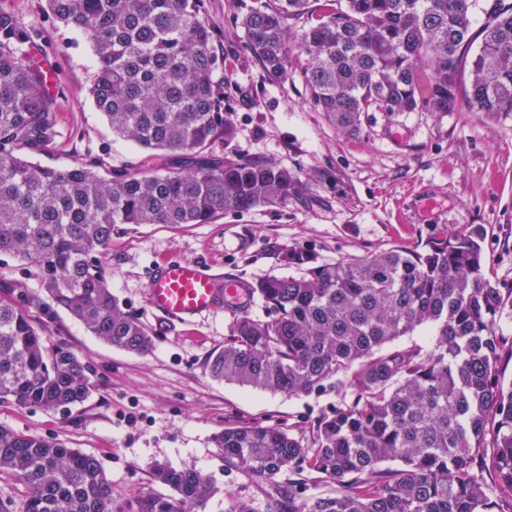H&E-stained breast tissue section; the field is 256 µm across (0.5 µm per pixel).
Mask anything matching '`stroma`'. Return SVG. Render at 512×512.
Returning <instances> with one entry per match:
<instances>
[{
	"label": "stroma",
	"instance_id": "stroma-1",
	"mask_svg": "<svg viewBox=\"0 0 512 512\" xmlns=\"http://www.w3.org/2000/svg\"><path fill=\"white\" fill-rule=\"evenodd\" d=\"M252 0H201L223 63L224 108L232 137L216 135L207 154L276 163L297 172L308 194L288 204L228 213L209 224H145L113 234L102 259L107 284L123 310L153 331L150 353L132 354L91 336L68 312L46 318L31 310L47 348L64 346L92 369L90 397L65 414L11 402L0 424L65 442L101 461L117 504L157 490L151 467H193L219 491L202 512H228L233 499L268 512L270 496H287L288 474L270 480L229 474L212 439L231 424L284 422L305 430L334 405L335 391L290 396L213 379L210 357L223 349L231 316L220 312L171 324L149 304L153 269L166 259L200 262L206 270L251 281L285 275L286 249L333 262L394 247L412 248L431 225H483L489 278L512 288V113L372 112L359 135L340 132L309 102L300 76L276 81L248 59L238 17ZM25 25L59 75L54 112L62 136L45 165L64 167L89 156L107 168L153 164L150 152L116 137L95 108L89 87L95 56L85 34L53 23L46 0H0Z\"/></svg>",
	"mask_w": 512,
	"mask_h": 512
}]
</instances>
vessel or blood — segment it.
Instances as JSON below:
<instances>
[{"mask_svg": "<svg viewBox=\"0 0 512 512\" xmlns=\"http://www.w3.org/2000/svg\"><path fill=\"white\" fill-rule=\"evenodd\" d=\"M225 298L243 303L244 281L232 276L217 279L191 260H168L153 272L149 303L170 321L189 323L216 312Z\"/></svg>", "mask_w": 512, "mask_h": 512, "instance_id": "1", "label": "vessel or blood"}]
</instances>
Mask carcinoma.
<instances>
[{"label":"carcinoma","mask_w":512,"mask_h":512,"mask_svg":"<svg viewBox=\"0 0 512 512\" xmlns=\"http://www.w3.org/2000/svg\"><path fill=\"white\" fill-rule=\"evenodd\" d=\"M253 0L238 20L249 55L268 77H301L312 105L356 135L368 112L455 111L469 69L471 108L512 112V0H490L473 56L477 0ZM55 21L85 33L96 69L90 95L112 132L176 162L110 170L98 158L65 168L37 158L60 131L29 55L37 33L0 7V255L38 278L0 298V402L67 411L92 391L72 351L46 349L28 308L60 310L104 342L148 353L153 333L125 312L101 258L125 224H207L227 212L306 196L299 174L275 163L204 155L224 112L220 60L200 0H47ZM307 17L292 35L288 21ZM487 231L435 224L413 248L318 263L290 248L294 275H264L247 295L264 318L230 309L224 349L209 362L219 380L289 395L336 390V405L308 434L278 423L229 426L213 438L224 467L292 476L270 512H512V336L499 321L512 288L485 274ZM430 329L432 348H392ZM492 477L488 484L483 474ZM336 484L311 493L310 475ZM0 475L27 489L24 512H113L101 462L64 444L0 425ZM170 493L134 499L135 512H184L217 492L195 468L157 464Z\"/></svg>","instance_id":"cac0c4a2"}]
</instances>
